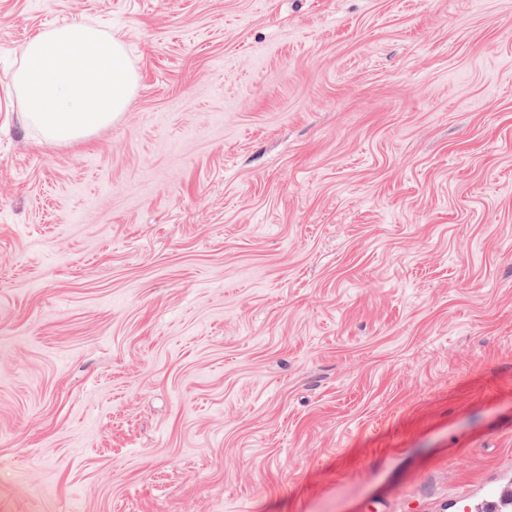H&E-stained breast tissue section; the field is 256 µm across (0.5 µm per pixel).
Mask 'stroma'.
Returning <instances> with one entry per match:
<instances>
[{"label":"stroma","mask_w":512,"mask_h":512,"mask_svg":"<svg viewBox=\"0 0 512 512\" xmlns=\"http://www.w3.org/2000/svg\"><path fill=\"white\" fill-rule=\"evenodd\" d=\"M125 44L112 124L7 77ZM512 482V0H0V512H463Z\"/></svg>","instance_id":"35a3bbf8"}]
</instances>
